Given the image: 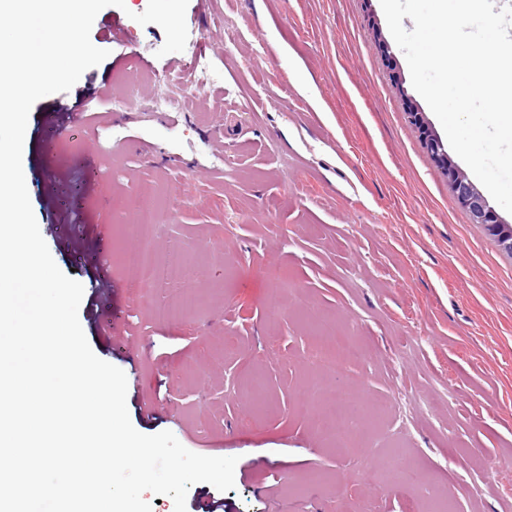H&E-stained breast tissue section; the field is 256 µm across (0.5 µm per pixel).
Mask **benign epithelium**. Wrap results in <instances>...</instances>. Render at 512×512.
Here are the masks:
<instances>
[{
	"instance_id": "1",
	"label": "benign epithelium",
	"mask_w": 512,
	"mask_h": 512,
	"mask_svg": "<svg viewBox=\"0 0 512 512\" xmlns=\"http://www.w3.org/2000/svg\"><path fill=\"white\" fill-rule=\"evenodd\" d=\"M402 93L407 102L406 112H408L411 122L420 131L428 153L448 177L457 204L468 213L471 223L483 226L503 251L512 254V224L499 217L487 199L452 161L434 133L425 113L413 103L407 90H402Z\"/></svg>"
}]
</instances>
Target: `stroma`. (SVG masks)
<instances>
[{"mask_svg": "<svg viewBox=\"0 0 512 512\" xmlns=\"http://www.w3.org/2000/svg\"><path fill=\"white\" fill-rule=\"evenodd\" d=\"M147 2L97 14L109 55L79 89L99 92L94 116L58 138L77 91L39 99L23 171L54 261L84 287L92 350L128 377L133 426L238 459L234 489L194 484L187 512L218 496L229 512H512V255L470 223L409 121L405 56L373 37L380 0H189L186 47L164 56L162 28L131 18ZM196 53L213 84L154 109ZM145 191L165 201L159 251L181 246L194 268L198 307L180 318L156 314L176 289L129 286ZM311 314L364 357L314 371ZM312 386L389 412L332 447L300 403Z\"/></svg>", "mask_w": 512, "mask_h": 512, "instance_id": "stroma-1", "label": "stroma"}]
</instances>
